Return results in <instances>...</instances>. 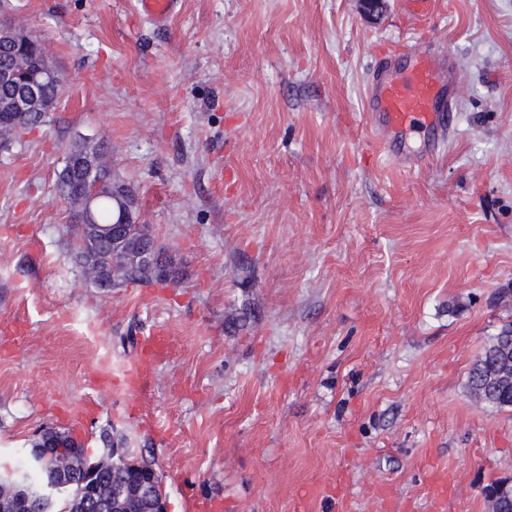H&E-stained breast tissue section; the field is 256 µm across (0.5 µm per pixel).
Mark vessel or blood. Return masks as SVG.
Returning <instances> with one entry per match:
<instances>
[{
	"label": "vessel or blood",
	"mask_w": 512,
	"mask_h": 512,
	"mask_svg": "<svg viewBox=\"0 0 512 512\" xmlns=\"http://www.w3.org/2000/svg\"><path fill=\"white\" fill-rule=\"evenodd\" d=\"M177 0H137L139 12L156 24H166ZM367 108L375 139L391 143L407 130L445 129V114L452 95L440 81V72L426 53L416 52L405 61L388 60L368 81Z\"/></svg>",
	"instance_id": "obj_1"
}]
</instances>
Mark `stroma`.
I'll return each mask as SVG.
<instances>
[{
	"mask_svg": "<svg viewBox=\"0 0 512 512\" xmlns=\"http://www.w3.org/2000/svg\"><path fill=\"white\" fill-rule=\"evenodd\" d=\"M0 19L67 79L0 145V473L53 426L155 458L167 512H489L512 407L467 379L512 322V0L374 20L358 0H178L163 26L136 0H0ZM414 48L456 80L449 139L406 170L366 87ZM80 136L177 282L99 288L72 261L56 179Z\"/></svg>",
	"mask_w": 512,
	"mask_h": 512,
	"instance_id": "obj_1",
	"label": "stroma"
}]
</instances>
